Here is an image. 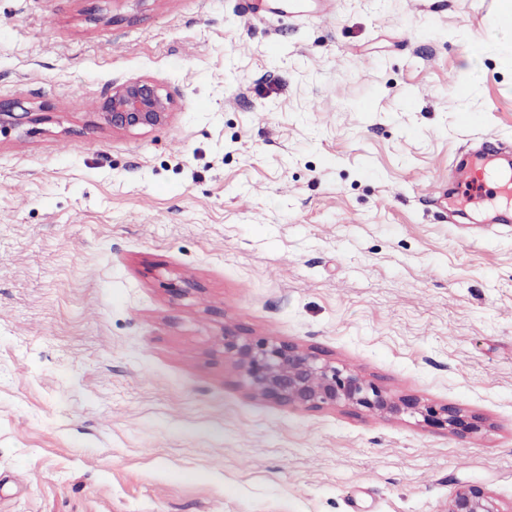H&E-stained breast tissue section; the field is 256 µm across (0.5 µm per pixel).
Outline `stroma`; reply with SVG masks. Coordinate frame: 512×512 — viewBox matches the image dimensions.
<instances>
[{
    "label": "stroma",
    "instance_id": "35a3bbf8",
    "mask_svg": "<svg viewBox=\"0 0 512 512\" xmlns=\"http://www.w3.org/2000/svg\"><path fill=\"white\" fill-rule=\"evenodd\" d=\"M505 0H0V512L512 506V225L448 201L512 147ZM155 82L157 127L114 131ZM479 419L251 397L225 328ZM170 101L149 79L129 80L112 90L100 112L114 131L152 128L165 123ZM36 114L18 101L3 102L0 100V132L2 129H18L26 124L36 122L39 120ZM447 512H511L503 509L494 494L483 487L468 485L459 488L448 500Z\"/></svg>",
    "mask_w": 512,
    "mask_h": 512
}]
</instances>
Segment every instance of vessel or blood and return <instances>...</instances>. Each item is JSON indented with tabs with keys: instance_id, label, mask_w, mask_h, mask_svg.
I'll use <instances>...</instances> for the list:
<instances>
[{
	"instance_id": "obj_1",
	"label": "vessel or blood",
	"mask_w": 512,
	"mask_h": 512,
	"mask_svg": "<svg viewBox=\"0 0 512 512\" xmlns=\"http://www.w3.org/2000/svg\"><path fill=\"white\" fill-rule=\"evenodd\" d=\"M455 194L490 204L489 217L495 224H512V161L499 142H484L464 155L457 165Z\"/></svg>"
}]
</instances>
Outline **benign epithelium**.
<instances>
[{
    "label": "benign epithelium",
    "instance_id": "obj_1",
    "mask_svg": "<svg viewBox=\"0 0 512 512\" xmlns=\"http://www.w3.org/2000/svg\"><path fill=\"white\" fill-rule=\"evenodd\" d=\"M169 98L149 79L129 80L112 89L101 116L114 131L152 128L169 116ZM38 121L36 113L18 101L0 100V130L18 129ZM224 356L241 374L252 397L279 406L305 409L344 406L381 417L417 413L423 421L457 434L478 429L448 404L429 405L415 396L398 395L368 381L354 370H343L322 353L276 337H256L225 330ZM447 512H507L483 487L459 488L448 500Z\"/></svg>",
    "mask_w": 512,
    "mask_h": 512
}]
</instances>
